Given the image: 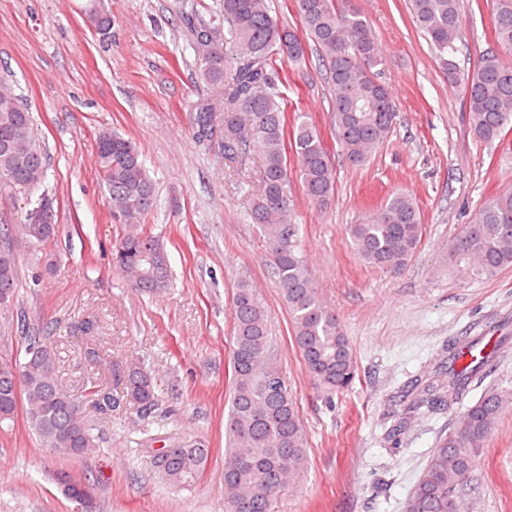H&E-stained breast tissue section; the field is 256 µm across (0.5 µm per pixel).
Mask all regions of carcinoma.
Returning a JSON list of instances; mask_svg holds the SVG:
<instances>
[{
  "instance_id": "carcinoma-1",
  "label": "carcinoma",
  "mask_w": 512,
  "mask_h": 512,
  "mask_svg": "<svg viewBox=\"0 0 512 512\" xmlns=\"http://www.w3.org/2000/svg\"><path fill=\"white\" fill-rule=\"evenodd\" d=\"M419 29L448 79L458 87L468 123L480 141L501 140L512 129V61L489 55L472 70L456 61L460 40L459 0H408ZM90 20L112 33V15L101 0H89ZM302 32L285 26L268 0H223V22L201 23L187 14L194 50L200 59L198 79L222 101L224 124L217 129L209 102L193 105L198 133H219V155L228 176L238 165L257 160L258 188L248 200L252 223L263 233L271 266L288 307L292 339L308 374L328 392L353 377L354 362L340 320L323 303L309 275L298 240L291 174L308 201L321 205L334 191V162L321 129L307 112L288 118V100L280 87L288 81L283 64L305 60L314 45L330 80L336 143L350 166H364L386 142L395 109L387 87L377 79L382 62L378 39L349 0H296ZM493 32L498 46L512 54V0H492ZM112 216L123 226L115 263L132 288L157 294L170 285L167 252L145 224L155 203V187L146 174L140 149L109 129L95 138ZM46 157L34 136L30 112L10 92H0V185L34 189L43 180ZM53 208L38 197L19 224V232L44 246L58 233L56 224H35L38 209ZM349 242L369 266L397 273L413 258L423 236L417 203L394 194L358 224L348 225ZM445 261L461 279L492 277L512 268V191L491 195L473 223L448 248ZM16 259L0 257V289L15 292ZM232 380L225 427L224 486L226 512H274L288 488L300 485L307 438L296 399L280 368L269 333L265 306L250 280H238L231 305ZM27 343H37L36 358L0 355V423L14 420L22 407L29 429L45 448L63 457H79L99 446L96 424L84 400L101 415L120 404L114 388L147 414L157 405L152 375L138 362L102 377L99 349L85 347L87 376L74 389L62 383L53 336L21 328ZM487 362L483 352L470 363L448 369L439 383H417L407 412L434 413L451 407L466 393ZM512 397L490 389L458 412L419 476L404 512H454L455 493L472 472L490 431ZM209 449L187 443L153 463L173 485L189 484L205 470Z\"/></svg>"
}]
</instances>
